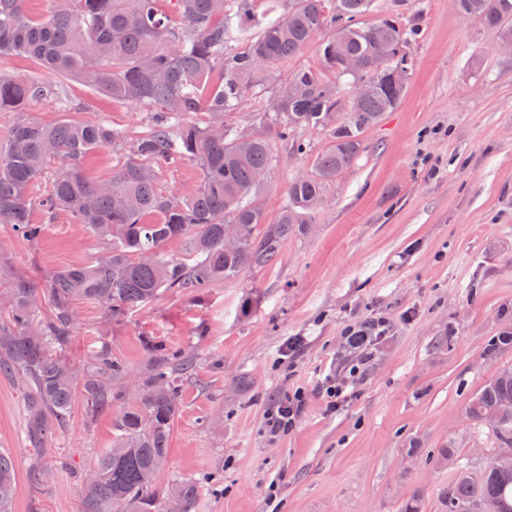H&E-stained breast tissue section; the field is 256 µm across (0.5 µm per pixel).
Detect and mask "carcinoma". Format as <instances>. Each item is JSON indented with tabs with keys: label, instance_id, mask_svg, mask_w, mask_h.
<instances>
[{
	"label": "carcinoma",
	"instance_id": "1",
	"mask_svg": "<svg viewBox=\"0 0 512 512\" xmlns=\"http://www.w3.org/2000/svg\"><path fill=\"white\" fill-rule=\"evenodd\" d=\"M373 0H292L281 14L258 15L248 0H50L33 15L26 0H0V57L35 62L65 78H76L94 95L150 113L142 135L130 139L104 120L65 114L53 125L19 118L0 142V224L37 239L30 193L43 177L51 187L40 200L46 211L68 212L103 244L92 265H72L50 277V313L34 303L39 289L13 278L0 291V374H17L26 389V436L35 457L31 481L44 486L40 458L52 429L65 426L76 391L90 415L118 405L112 447L83 478L81 512H193L213 476L186 478L165 491L155 487L167 466L168 443L181 402L184 376L195 358L171 352L143 337L145 364L129 379L126 367L103 345L78 364L66 353L74 324L73 304L86 300L107 319L169 291L200 292L262 268L288 237L313 223L327 191L363 149L365 130L392 111L405 91L395 69L411 65L407 47L415 32L397 18L370 20ZM460 12L512 40V0H456ZM324 38L318 52L325 72L294 71L267 104L265 117L279 129L320 126L330 141L309 173L292 180L277 217L266 220L256 195L260 174L274 166L268 135L241 128L230 117L256 77L277 79L281 66ZM363 65L370 77L350 108L345 97L356 77L346 64ZM66 100L62 84L45 83L0 70V112H24L39 98ZM203 113L206 118L193 119ZM123 151V162L106 179L93 180L83 160L103 147ZM196 162L198 188L189 195L158 188L155 164ZM266 225L261 237L257 225ZM239 246L224 248L228 228ZM185 244L181 256L165 252ZM512 345V327L488 345L494 358ZM468 419L494 434L496 448L476 471L459 467L440 491L442 512H468L477 501L512 512V366L501 365L470 398ZM17 464L0 448V512H12Z\"/></svg>",
	"mask_w": 512,
	"mask_h": 512
}]
</instances>
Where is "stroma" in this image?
<instances>
[{"instance_id":"stroma-1","label":"stroma","mask_w":512,"mask_h":512,"mask_svg":"<svg viewBox=\"0 0 512 512\" xmlns=\"http://www.w3.org/2000/svg\"><path fill=\"white\" fill-rule=\"evenodd\" d=\"M373 14L417 32L407 92L364 132V151L305 232L264 268L200 294L164 293L113 321L74 303V361L106 345L138 375L145 336L195 354L157 479L162 488L222 474L194 512H400L417 493L424 512H440L438 493L454 473L437 463L439 449L456 448L476 467L493 452L492 434L466 408L496 367L512 364V346L483 356L512 326V55L454 0H375ZM66 90L72 118L107 121L131 138L147 129V113L92 96L83 82ZM271 141L274 167L258 200L272 219L329 135L301 127ZM31 221L43 227L33 241L0 224V284L21 276L43 290L54 271L102 251L67 212L35 204ZM372 317L387 333L362 363L345 329ZM291 337L303 343L287 358ZM329 374L349 383L333 413L316 390ZM298 388L305 413L293 431L271 435L268 408ZM24 399L17 379L0 377V448L17 462L13 510L80 512L83 476L112 445L113 414L89 415L75 396L42 456L51 480L38 490Z\"/></svg>"}]
</instances>
